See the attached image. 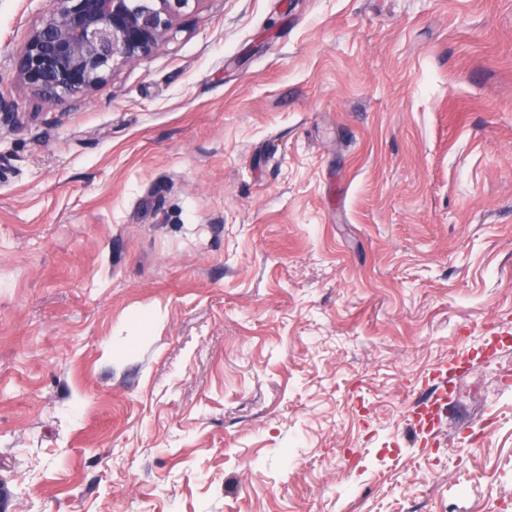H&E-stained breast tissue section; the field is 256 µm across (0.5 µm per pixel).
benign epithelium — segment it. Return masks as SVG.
<instances>
[{
	"label": "benign epithelium",
	"mask_w": 512,
	"mask_h": 512,
	"mask_svg": "<svg viewBox=\"0 0 512 512\" xmlns=\"http://www.w3.org/2000/svg\"><path fill=\"white\" fill-rule=\"evenodd\" d=\"M199 0H49L14 63L46 103L87 98L118 65L151 54Z\"/></svg>",
	"instance_id": "1"
}]
</instances>
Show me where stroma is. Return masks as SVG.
Returning a JSON list of instances; mask_svg holds the SVG:
<instances>
[{
    "mask_svg": "<svg viewBox=\"0 0 512 512\" xmlns=\"http://www.w3.org/2000/svg\"><path fill=\"white\" fill-rule=\"evenodd\" d=\"M47 3L0 0L12 512H512V0H199L55 105Z\"/></svg>",
    "mask_w": 512,
    "mask_h": 512,
    "instance_id": "35a3bbf8",
    "label": "stroma"
}]
</instances>
